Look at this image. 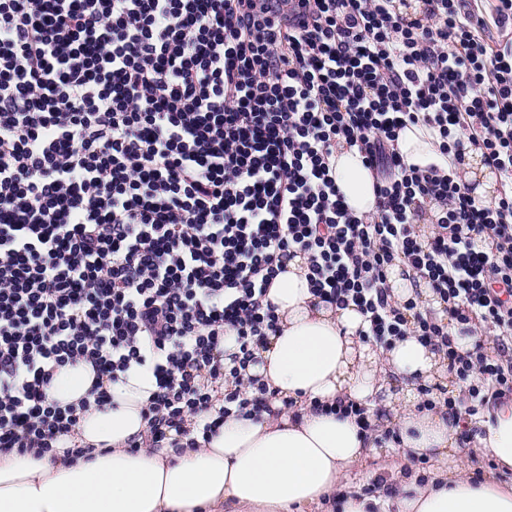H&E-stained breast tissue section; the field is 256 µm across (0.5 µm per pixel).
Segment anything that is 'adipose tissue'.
Wrapping results in <instances>:
<instances>
[{
  "mask_svg": "<svg viewBox=\"0 0 512 512\" xmlns=\"http://www.w3.org/2000/svg\"><path fill=\"white\" fill-rule=\"evenodd\" d=\"M397 147L406 164L449 166L426 127L401 130ZM331 162L352 212L375 214L374 179L360 152L337 149ZM306 274L307 258L296 253L266 295L278 329L248 370L268 386L266 408L226 416L203 447L149 449L145 412L156 378L150 367L131 368L102 382L109 402L90 406L70 437L85 455L0 452V512H315L336 494L342 512H512V484L491 472L477 483L464 475L445 411L418 407L417 388L446 376L443 353L413 336L388 350L363 343L360 313L313 296ZM388 284L396 301L440 307L409 268L394 266ZM95 381L82 361L60 368L46 393L64 406L87 397ZM396 384L404 396L392 394ZM340 400L365 405L372 424L397 429L404 455L432 457L446 479L420 486L403 478L389 496L343 491L347 471L374 450L375 434L334 413ZM480 427L476 448L512 471V404L490 410Z\"/></svg>",
  "mask_w": 512,
  "mask_h": 512,
  "instance_id": "1",
  "label": "adipose tissue"
}]
</instances>
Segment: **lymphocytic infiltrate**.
Returning a JSON list of instances; mask_svg holds the SVG:
<instances>
[{"instance_id": "1", "label": "lymphocytic infiltrate", "mask_w": 512, "mask_h": 512, "mask_svg": "<svg viewBox=\"0 0 512 512\" xmlns=\"http://www.w3.org/2000/svg\"><path fill=\"white\" fill-rule=\"evenodd\" d=\"M410 6L0 0V452L53 453L107 402L101 379L147 363L152 446L200 447L259 409L267 387L246 371L278 328L262 299L295 249L317 297L361 312L363 342L444 353L464 390L422 406L461 437L512 401V0ZM418 124L448 170L404 162L398 134ZM341 146L374 174V216L336 186ZM474 150L500 176L495 201L464 179ZM399 263L441 313L393 300ZM454 327L492 331L496 354L461 353ZM81 361L99 377L90 400L50 401L54 373Z\"/></svg>"}]
</instances>
